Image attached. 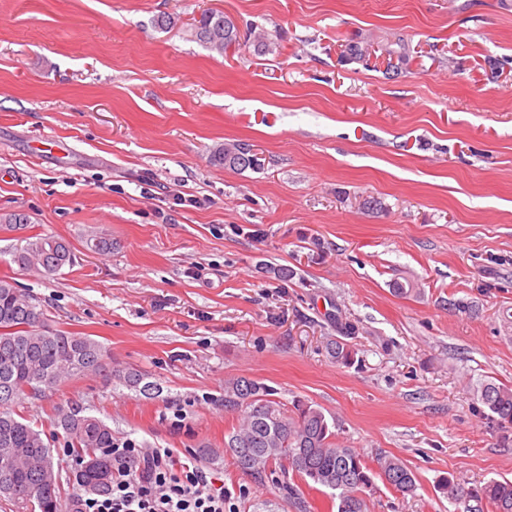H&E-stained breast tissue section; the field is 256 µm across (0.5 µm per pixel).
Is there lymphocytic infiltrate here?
<instances>
[{
  "mask_svg": "<svg viewBox=\"0 0 512 512\" xmlns=\"http://www.w3.org/2000/svg\"><path fill=\"white\" fill-rule=\"evenodd\" d=\"M228 499L195 461L125 440L112 445L110 490L83 499L81 507L82 512H226Z\"/></svg>",
  "mask_w": 512,
  "mask_h": 512,
  "instance_id": "1",
  "label": "lymphocytic infiltrate"
}]
</instances>
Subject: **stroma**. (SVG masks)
<instances>
[{
  "instance_id": "1",
  "label": "stroma",
  "mask_w": 512,
  "mask_h": 512,
  "mask_svg": "<svg viewBox=\"0 0 512 512\" xmlns=\"http://www.w3.org/2000/svg\"><path fill=\"white\" fill-rule=\"evenodd\" d=\"M206 9L239 48L196 39ZM227 143L256 166L214 165ZM10 213L28 222L0 229V277L163 389L96 374L21 397L45 434L77 402L196 459L235 512H330L329 490L292 474L290 499L225 454L224 382L243 376L408 464L414 494L377 485L369 512H462L442 477L512 480V429L478 399L512 386V0H0ZM36 233L72 265L13 263ZM342 338L354 364L329 353ZM145 376V373L134 368L125 371H115L114 374L112 370L110 371V379L112 382H115L116 385L122 386L129 391H134L135 393L138 392L148 398L158 397L160 393L159 387L152 382H144Z\"/></svg>"
}]
</instances>
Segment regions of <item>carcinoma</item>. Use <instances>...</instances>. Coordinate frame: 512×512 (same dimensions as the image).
<instances>
[{
  "instance_id": "1",
  "label": "carcinoma",
  "mask_w": 512,
  "mask_h": 512,
  "mask_svg": "<svg viewBox=\"0 0 512 512\" xmlns=\"http://www.w3.org/2000/svg\"><path fill=\"white\" fill-rule=\"evenodd\" d=\"M195 36L220 54L241 40L235 22L217 10L203 12L196 21ZM211 161L242 170L256 165L257 159L250 145L236 143L215 149ZM73 259L64 239L42 234L25 238L13 255L20 266L47 275L58 273ZM331 353L341 364L354 361L355 352L345 342H333ZM107 359L97 340L47 327L43 310L13 282L0 278L1 499L24 512H79V503L63 500V480L75 481L90 497L110 488L108 448L113 434L105 421L74 403L57 410L58 432L49 438L12 409L25 391L41 398L74 377L107 371ZM110 379L146 397L160 393L157 385L145 381V374L134 368L112 373ZM480 400L488 417L501 427H512V387L485 383ZM224 410L241 414L240 425L224 435V452L240 470L260 480L275 465L283 474L293 470L307 484L330 490L336 512H367L365 492L373 490L378 480L402 494L416 488L414 472L401 459L385 455L376 458V465H369L336 441L335 424L320 408L302 400L289 407L269 385L247 377L225 381ZM59 437L78 462V468L66 476L62 460L52 449ZM439 489L448 502L465 504L464 512H482L484 506L491 512H512V481L507 479L466 488L448 477Z\"/></svg>"
}]
</instances>
